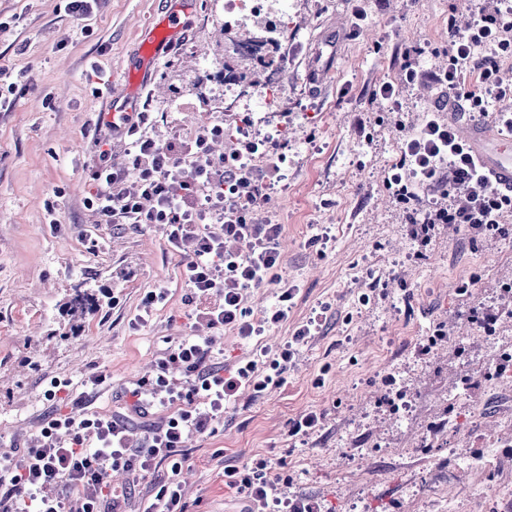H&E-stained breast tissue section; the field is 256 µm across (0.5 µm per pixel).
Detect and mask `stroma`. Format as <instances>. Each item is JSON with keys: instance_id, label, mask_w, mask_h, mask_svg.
I'll list each match as a JSON object with an SVG mask.
<instances>
[{"instance_id": "35a3bbf8", "label": "stroma", "mask_w": 512, "mask_h": 512, "mask_svg": "<svg viewBox=\"0 0 512 512\" xmlns=\"http://www.w3.org/2000/svg\"><path fill=\"white\" fill-rule=\"evenodd\" d=\"M176 4L184 26L145 69L148 85L126 115L152 113L147 134L161 145L244 109L261 131L288 129L281 179L258 213L283 227L282 263L276 281L248 289L247 305L258 317L282 289L294 298L257 344L218 332L219 361L236 367L312 327L283 385L243 393L212 434L186 441L188 512H242L224 468L256 457L290 480V496L317 499L324 512H501L512 497V375L494 367L512 352V306L499 295L512 280V216L506 235L444 229L419 249L385 182L401 134L370 98L375 85L399 81L408 47L422 48L424 69L446 67L448 25L472 21V0H266L252 13L230 0H102L88 17L69 14L65 0H0V82L16 85L13 108L0 110V449L29 446L96 372L111 385L94 410L123 411L126 387L151 373L167 339L198 332L181 257L162 229L101 224L86 205L99 121L142 67L145 29ZM259 39L288 59L275 112L252 95L261 67L236 50ZM446 95L433 83L403 88L406 124L418 126ZM78 288L94 304L75 312ZM151 288L168 299L133 327ZM476 306L498 309L494 335L469 320ZM441 322L449 342L420 354ZM54 376L73 391L49 402ZM391 377L408 401L396 414L377 404ZM309 411L324 413L321 429L290 435V420Z\"/></svg>"}]
</instances>
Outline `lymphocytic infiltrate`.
I'll return each instance as SVG.
<instances>
[{"instance_id":"lymphocytic-infiltrate-1","label":"lymphocytic infiltrate","mask_w":512,"mask_h":512,"mask_svg":"<svg viewBox=\"0 0 512 512\" xmlns=\"http://www.w3.org/2000/svg\"><path fill=\"white\" fill-rule=\"evenodd\" d=\"M476 12V21L455 34L447 69L433 77L459 93L464 111L484 115L490 99L512 97V76L496 64L476 61L475 55L488 45L512 54V6L507 0H478ZM420 54L416 47L405 50L400 84L385 82L371 93L372 99L387 103L398 126L403 123L401 85L428 76ZM150 120V113L143 112L116 127L130 142L135 181L127 182L124 169L102 162L94 168L95 190L86 205L102 224L161 226L169 247L184 258L182 277L193 298L220 297L217 304L195 307L194 318L213 329L232 328L241 340L253 342L265 328L287 319L294 297L292 290H284L278 304L258 321L245 304L246 290L272 280L281 262V226L262 223L256 214L268 199L283 158L273 139L254 136L249 115L235 146L221 155L214 154L212 144L223 139V125L199 133L192 144L162 146L143 131ZM387 185L405 206L418 200L420 188H437L438 199L417 210L408 226L410 237L422 247L447 225L500 235L505 214L512 213V193L477 166L453 124L435 111L406 132ZM310 334V329H301L284 348L261 350L228 372L209 363L212 339H169L155 375L126 388L124 412L109 417L89 409L94 389L105 386L108 377L90 376V391L74 400L83 409L81 416L49 415L35 445L0 453V512H103L117 496L114 472L137 482L159 470L164 476L144 512H186L180 480L189 461L186 440L210 432L241 391L258 395L282 385ZM154 409L164 412L162 423L134 439L135 420L147 418ZM271 467L265 458L225 467L224 485L243 496L244 512H321L313 499L280 496L276 483L267 478Z\"/></svg>"}]
</instances>
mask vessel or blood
Masks as SVG:
<instances>
[{
	"mask_svg": "<svg viewBox=\"0 0 512 512\" xmlns=\"http://www.w3.org/2000/svg\"><path fill=\"white\" fill-rule=\"evenodd\" d=\"M182 28L178 12H170L145 38L147 66H154L166 42ZM461 137L479 166L499 187L512 190V138L502 135L496 121L478 117L462 124Z\"/></svg>",
	"mask_w": 512,
	"mask_h": 512,
	"instance_id": "obj_1",
	"label": "vessel or blood"
}]
</instances>
